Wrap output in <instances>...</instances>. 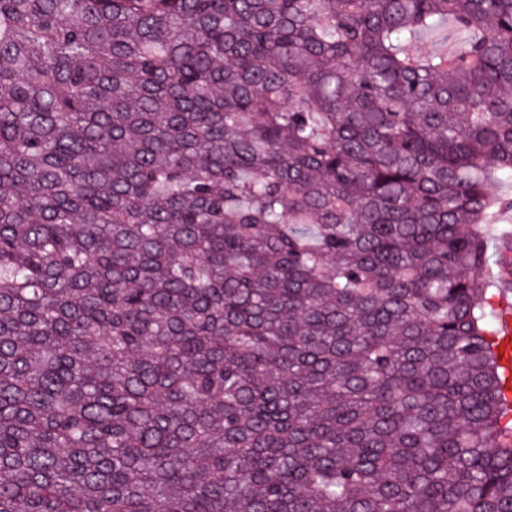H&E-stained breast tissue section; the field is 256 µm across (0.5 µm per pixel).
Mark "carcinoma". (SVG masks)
Wrapping results in <instances>:
<instances>
[{
    "label": "carcinoma",
    "mask_w": 512,
    "mask_h": 512,
    "mask_svg": "<svg viewBox=\"0 0 512 512\" xmlns=\"http://www.w3.org/2000/svg\"><path fill=\"white\" fill-rule=\"evenodd\" d=\"M496 184L512 0H0V512H512Z\"/></svg>",
    "instance_id": "obj_1"
}]
</instances>
